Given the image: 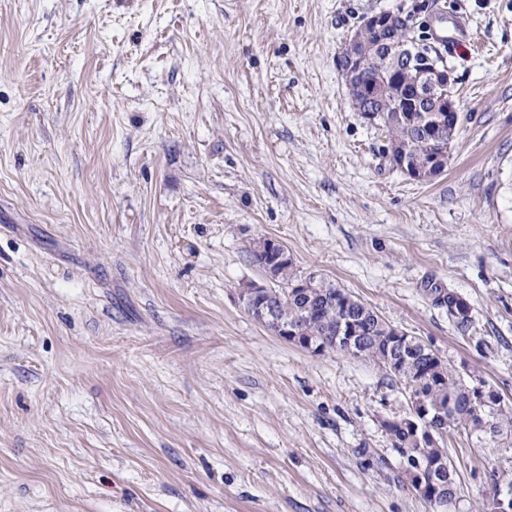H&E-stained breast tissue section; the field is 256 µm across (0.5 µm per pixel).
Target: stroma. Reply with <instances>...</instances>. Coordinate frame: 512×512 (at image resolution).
<instances>
[{
	"instance_id": "obj_1",
	"label": "stroma",
	"mask_w": 512,
	"mask_h": 512,
	"mask_svg": "<svg viewBox=\"0 0 512 512\" xmlns=\"http://www.w3.org/2000/svg\"><path fill=\"white\" fill-rule=\"evenodd\" d=\"M439 8L473 43L418 182L337 57ZM259 237L512 400V0H0V512H432L381 427L404 387L248 313ZM448 453L455 512L512 476ZM406 22L399 12H382L363 18L361 25L346 39L338 58L339 68L346 79L357 75L363 57L372 47L363 37L369 30L385 34Z\"/></svg>"
}]
</instances>
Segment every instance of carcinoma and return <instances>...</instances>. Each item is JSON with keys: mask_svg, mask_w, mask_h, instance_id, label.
I'll return each mask as SVG.
<instances>
[{"mask_svg": "<svg viewBox=\"0 0 512 512\" xmlns=\"http://www.w3.org/2000/svg\"><path fill=\"white\" fill-rule=\"evenodd\" d=\"M392 40L406 51L408 60L415 65L425 59L433 65L444 64L436 48L416 42L407 25L394 33ZM383 70V54L378 51L365 59L363 79L373 78ZM348 90L355 108L364 114H375L377 124L386 129L389 140L407 145L409 156L416 164L423 165L433 155L448 151V145L456 138L457 131L448 129L446 123L437 129V135L427 133L423 128L428 123L425 112H404L401 118H396L394 100L389 96L368 98L359 80L348 83ZM278 247L280 244L260 237L253 241L251 252L259 265L265 268ZM300 281L301 278L293 273L292 263H287L280 270L275 287L270 289L276 324L290 327L293 338L301 344L330 348L335 344L341 326L353 321L360 336L355 356L392 370V375L411 391V396L422 401L431 412L441 408L446 410L445 434L435 441H416L406 432L408 421L413 418L412 408L403 416L383 422L382 427L401 459L418 460L424 472L423 479L437 481L441 497L448 500V505H454L460 477L448 455L447 437L462 436L475 448L492 446L512 450V400L503 403V408L497 411L489 410L487 417H480L472 406V380L486 385L493 397L499 393L488 386L477 371L468 369L460 372L440 352L424 350L423 341L416 336L409 337L407 360L400 362L397 368H391L394 354L388 343L394 333L392 324L344 288L322 280L315 282L312 288H295ZM448 317L462 332L471 330L470 307L466 300H461L457 312H448ZM274 325H269V328H274ZM490 473L494 476V485L486 509L497 512L498 487L503 485L512 490V480L503 482L502 475L494 468Z\"/></svg>", "mask_w": 512, "mask_h": 512, "instance_id": "1", "label": "carcinoma"}]
</instances>
